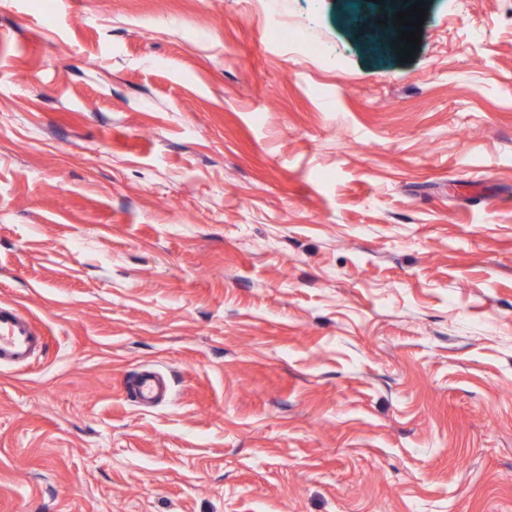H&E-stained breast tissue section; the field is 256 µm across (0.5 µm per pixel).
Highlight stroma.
Masks as SVG:
<instances>
[{"mask_svg": "<svg viewBox=\"0 0 512 512\" xmlns=\"http://www.w3.org/2000/svg\"><path fill=\"white\" fill-rule=\"evenodd\" d=\"M427 3L0 0V512H512V0ZM43 346V337L18 314L0 312V365L21 366ZM133 392L142 405L155 403L167 395V388L162 376L157 372L145 371L136 380Z\"/></svg>", "mask_w": 512, "mask_h": 512, "instance_id": "1", "label": "stroma"}]
</instances>
